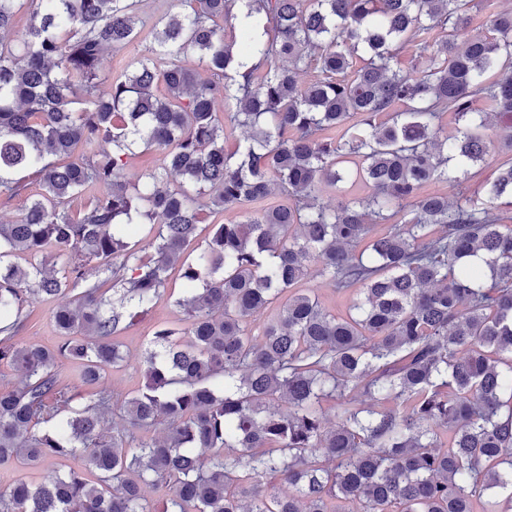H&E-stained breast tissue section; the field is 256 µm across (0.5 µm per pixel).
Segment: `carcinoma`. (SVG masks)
I'll return each instance as SVG.
<instances>
[{"label": "carcinoma", "instance_id": "cac0c4a2", "mask_svg": "<svg viewBox=\"0 0 512 512\" xmlns=\"http://www.w3.org/2000/svg\"><path fill=\"white\" fill-rule=\"evenodd\" d=\"M470 2L189 0L103 78V56L139 36L136 0H0V196L26 172L40 185L0 222V362L20 373L0 391V466L82 462L16 481L0 512H512V159L461 189L489 146L512 154V12L461 49ZM25 4L28 28L5 40ZM218 98L235 109L217 115ZM228 126L247 130L230 152ZM96 144L112 150L78 152ZM140 146L161 163L129 184ZM351 180L368 194L321 202ZM442 181L456 201L425 191ZM274 189L289 205L210 225L187 260L211 215ZM134 224L150 225L147 256ZM175 268L185 318L156 326L141 386L82 397ZM311 275L355 290L346 314L298 287ZM68 295L61 345L15 341L28 304ZM157 425L163 439L137 436Z\"/></svg>", "mask_w": 512, "mask_h": 512}]
</instances>
